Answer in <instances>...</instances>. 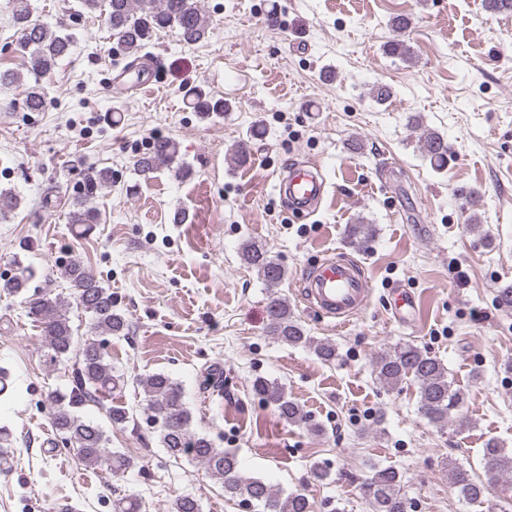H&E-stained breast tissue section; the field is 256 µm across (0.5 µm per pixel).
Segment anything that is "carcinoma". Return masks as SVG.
I'll return each mask as SVG.
<instances>
[{
    "label": "carcinoma",
    "instance_id": "1",
    "mask_svg": "<svg viewBox=\"0 0 512 512\" xmlns=\"http://www.w3.org/2000/svg\"><path fill=\"white\" fill-rule=\"evenodd\" d=\"M8 4L14 26L20 33L18 49L27 74L34 77V84L26 90L24 106L28 112H42L46 99L39 79L69 55L72 39L33 19L29 0H8ZM82 5L90 11L105 6L104 21L117 38L126 72L143 73L146 58L141 52L160 29H177L186 44L198 43L209 35V20L200 0H107L103 4L99 0H82ZM190 98L194 110L206 117L222 114L230 108L225 100L215 99L200 89L190 92ZM419 151L437 170L448 162L444 138L435 132H429L419 140ZM135 170L146 180L160 170L171 172L177 179L192 174L191 166L180 157L178 144L170 138L153 141L148 151L135 161ZM111 183L112 171L102 169L78 184L73 199L74 210L70 214L71 224L78 228L76 235H87L98 223V213L90 206V201ZM19 205L17 192L1 190L0 221ZM240 257L267 288L268 335L288 345L307 347L323 361L336 360V344L308 335L287 298L278 291L287 277L286 268L255 240H247L241 245ZM12 264L15 273L0 281V292L9 296L24 295L35 271L17 258ZM62 278L69 285L70 296L44 291L24 300L27 317L38 323L44 337L47 363L54 366L75 357L71 387L56 390L48 397L51 418L61 441L77 449L86 464L99 466L105 463L111 472L120 473L127 465L125 456L107 450L110 439L105 430L83 419L79 411L93 403L105 411L115 426L133 421L134 415L127 408L105 404L113 394L122 391L124 379L112 373L104 341L88 339L80 346L75 345L70 324L71 304L89 315L94 332L100 335H127L129 320L116 308L112 291L80 260H70L62 269ZM374 373L390 390L400 388L407 380L415 382L421 412L441 428L448 426L452 413L464 407L463 393L449 380L447 367L413 342H398L378 353L374 359ZM137 387L141 389L144 411L169 457L176 461L185 458L199 462L208 476L222 485L225 495L254 502L262 512H312V505L304 494L284 495L263 479L246 475L235 451L216 448L210 439L195 433L192 430L193 413L184 400L182 388L168 374L145 375L137 380ZM252 392L272 406L284 421L303 424L317 435L323 433V426L311 422L277 381L257 377L252 382ZM482 461L483 468L491 469L493 479L506 482L512 479V451L491 441L483 449ZM448 478L470 502L483 503L492 495L494 484L471 475L453 462L448 463ZM401 482L402 475L393 467L373 469L361 485L372 512H408L409 500L401 493ZM171 512H202V506L197 498L185 495L174 501Z\"/></svg>",
    "mask_w": 512,
    "mask_h": 512
}]
</instances>
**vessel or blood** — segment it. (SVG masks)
I'll list each match as a JSON object with an SVG mask.
<instances>
[{"label": "vessel or blood", "mask_w": 512, "mask_h": 512, "mask_svg": "<svg viewBox=\"0 0 512 512\" xmlns=\"http://www.w3.org/2000/svg\"><path fill=\"white\" fill-rule=\"evenodd\" d=\"M326 182L308 166L289 164L278 174L275 192L290 207L315 210ZM303 295L321 315L342 318L357 313L367 302V281L356 265L336 257L318 260L303 278Z\"/></svg>", "instance_id": "1"}]
</instances>
